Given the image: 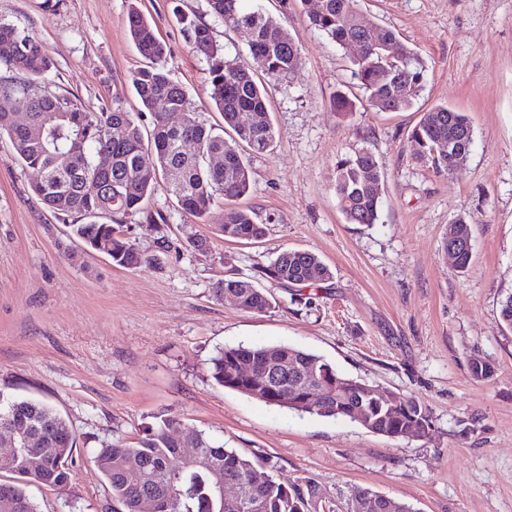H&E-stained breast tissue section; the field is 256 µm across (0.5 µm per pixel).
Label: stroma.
Segmentation results:
<instances>
[{
	"label": "stroma",
	"instance_id": "1",
	"mask_svg": "<svg viewBox=\"0 0 512 512\" xmlns=\"http://www.w3.org/2000/svg\"><path fill=\"white\" fill-rule=\"evenodd\" d=\"M242 6L298 38L302 56L292 81L270 89L279 140L250 155L251 190L238 201L266 226L258 243L220 234L229 201L201 222L160 191L121 218L143 263L116 267L71 237L34 193L37 173L0 137V394L47 401L77 440L68 486L33 488L40 512H122L93 458L102 443L132 444L164 414L260 460L278 482L310 477L341 512H351L358 488L415 512H512V331L499 318L512 294V0H359L367 19L428 65L404 112L367 104L349 50L308 27L316 0ZM133 8L166 44L165 67L198 120L223 127L206 95L208 64L180 19L207 24L230 57H247L249 37L226 28L207 0H0V22L42 43L54 85L86 111L117 102L136 112ZM336 92L355 112H334ZM440 104L474 130L467 161L451 172L420 160L408 138ZM362 149L382 172L383 207L369 226L346 223L332 188L337 160ZM459 218L472 231L465 269L442 249ZM286 249L317 253L331 278L300 287L261 278ZM232 274L258 282L272 308L253 314L215 300L214 284ZM239 344L322 356L344 375L418 399L432 428L389 438L220 387L210 360ZM476 359L491 378L472 377Z\"/></svg>",
	"mask_w": 512,
	"mask_h": 512
}]
</instances>
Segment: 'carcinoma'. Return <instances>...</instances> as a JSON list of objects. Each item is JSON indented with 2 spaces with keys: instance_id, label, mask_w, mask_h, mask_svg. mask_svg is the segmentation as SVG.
Instances as JSON below:
<instances>
[{
  "instance_id": "1",
  "label": "carcinoma",
  "mask_w": 512,
  "mask_h": 512,
  "mask_svg": "<svg viewBox=\"0 0 512 512\" xmlns=\"http://www.w3.org/2000/svg\"><path fill=\"white\" fill-rule=\"evenodd\" d=\"M358 0H318L307 13L309 27L330 42L348 47L363 33ZM212 14L229 28L252 31L249 54L253 63L228 58L213 39L210 28L182 20L191 49L209 65L208 95L224 115V133L197 120L187 90L171 79L164 66L166 45L152 24L140 13L127 17L129 36L145 64L131 74V84L143 108L151 115L150 129L142 114L127 112L118 104L101 112H87L73 95L54 92L44 76L54 63L42 44L29 32L0 24V66L19 76L0 80V135H7L17 159L37 171L34 192L56 214L86 219L69 225L72 236L98 250L107 249L112 262L133 269L142 262L112 216L135 211L158 187L165 188L189 215L204 220L215 200H236L248 194L250 171L246 151L262 154L274 149L277 132L269 112L267 86L291 79L301 63L300 45L283 27L260 11H245L241 0H208ZM377 42L365 46L351 60L352 75L367 94L370 105L381 112H401L417 102L426 79V64L396 34L376 29ZM184 112L188 121L178 127L167 122V113ZM249 112L254 122H238ZM420 159L439 171H451L468 158L474 145L473 129L466 115L445 105L423 113L410 135ZM156 154L157 164L145 169L140 158L145 148ZM348 224H375L382 206L381 170L375 155L363 150L336 163L333 184ZM218 231L226 238L257 241L265 227L250 213L231 208L224 213ZM453 245L459 252L457 266H469L471 253L465 244L470 226L461 219L451 225ZM278 284L304 285L330 279L332 272L312 251L285 250L262 271ZM235 296L239 309L265 312L271 300L251 280L230 277L213 288L222 301ZM287 360L333 375L334 386L326 397L309 407L300 401L293 382L283 386L278 399L265 397L264 389L279 384L276 361ZM255 365L253 377L237 381L240 363ZM214 381L269 405L298 413L346 419L366 430L387 436L416 438L429 434L432 418L416 399L403 396L391 401L385 390L340 375L322 357L288 344L238 345L220 350L211 359ZM363 408V416L350 408ZM177 421L162 418L132 445L106 444L94 456V464L124 512H145L146 500L164 499L167 512H335L334 505H312L317 489L309 478L285 485L269 476L252 482L255 464L234 449L218 444L204 431L182 425L183 441L200 448L212 465L187 466L180 444L170 434ZM10 439L17 454L0 458V512H39L29 493L32 486L62 489L67 486L76 437L68 422L48 403L31 399L0 400V442ZM246 486L242 500L228 502L216 491L217 478Z\"/></svg>"
}]
</instances>
